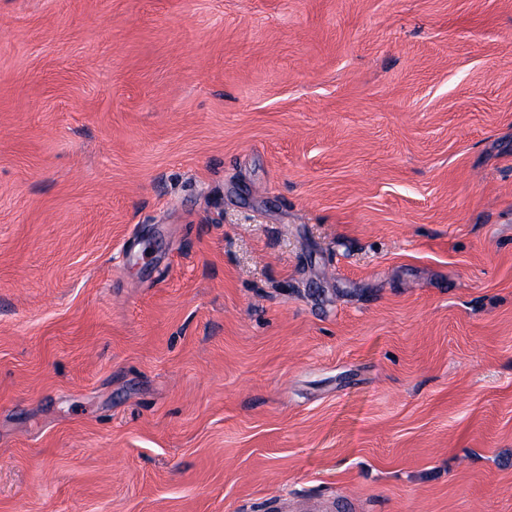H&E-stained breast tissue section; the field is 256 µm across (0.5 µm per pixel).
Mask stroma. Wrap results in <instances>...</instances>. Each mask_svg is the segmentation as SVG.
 <instances>
[{"label":"stroma","mask_w":512,"mask_h":512,"mask_svg":"<svg viewBox=\"0 0 512 512\" xmlns=\"http://www.w3.org/2000/svg\"><path fill=\"white\" fill-rule=\"evenodd\" d=\"M512 512V0H0V512Z\"/></svg>","instance_id":"stroma-1"}]
</instances>
